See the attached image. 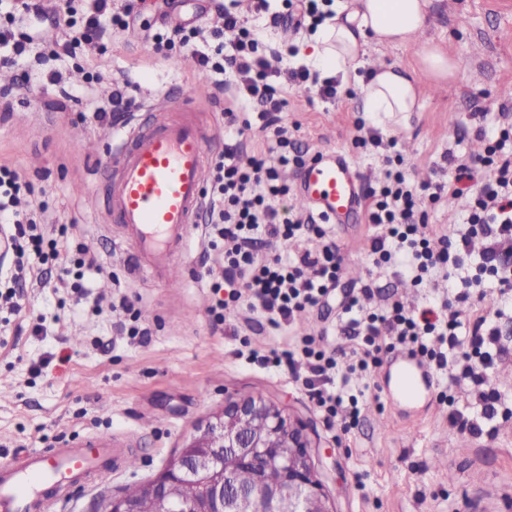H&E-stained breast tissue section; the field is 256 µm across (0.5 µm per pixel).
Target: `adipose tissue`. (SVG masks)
<instances>
[{"label": "adipose tissue", "mask_w": 512, "mask_h": 512, "mask_svg": "<svg viewBox=\"0 0 512 512\" xmlns=\"http://www.w3.org/2000/svg\"><path fill=\"white\" fill-rule=\"evenodd\" d=\"M430 5L431 0H350L345 17H333L317 28L311 56L320 69L343 73L361 66L370 46L412 44L434 81L452 79L456 64L424 38L432 24ZM362 94L364 111L373 115L423 108L416 78L393 64L377 66Z\"/></svg>", "instance_id": "1"}]
</instances>
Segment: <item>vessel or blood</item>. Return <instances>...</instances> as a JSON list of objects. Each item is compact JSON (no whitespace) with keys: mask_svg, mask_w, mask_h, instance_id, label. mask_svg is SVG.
I'll return each mask as SVG.
<instances>
[{"mask_svg":"<svg viewBox=\"0 0 512 512\" xmlns=\"http://www.w3.org/2000/svg\"><path fill=\"white\" fill-rule=\"evenodd\" d=\"M112 187L110 204L128 231L135 265L173 278L174 253L185 244L204 202L209 139L192 114L155 120L148 131L128 134L110 130ZM304 204L341 224L358 216L362 185L354 159L341 152L317 155L298 173ZM421 363L404 358L397 389L409 400L418 397ZM108 435L86 444L32 448L0 463V512H40L44 489L65 490L81 480L107 477L120 456Z\"/></svg>","mask_w":512,"mask_h":512,"instance_id":"b4317fda","label":"vessel or blood"}]
</instances>
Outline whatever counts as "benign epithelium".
<instances>
[{"instance_id":"1","label":"benign epithelium","mask_w":512,"mask_h":512,"mask_svg":"<svg viewBox=\"0 0 512 512\" xmlns=\"http://www.w3.org/2000/svg\"><path fill=\"white\" fill-rule=\"evenodd\" d=\"M305 425L261 397L247 396L224 403L197 432L170 457L164 470L143 484L142 498L160 512H261L256 491H261L268 512H333L316 480ZM235 451L239 465L255 472L254 486L225 484L223 450ZM289 449L283 454L282 449ZM275 467L282 482L263 483L260 471ZM181 483L185 497L170 503L166 490ZM97 512H142L139 503L115 495L100 503Z\"/></svg>"}]
</instances>
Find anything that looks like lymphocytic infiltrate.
<instances>
[{
  "instance_id": "obj_1",
  "label": "lymphocytic infiltrate",
  "mask_w": 512,
  "mask_h": 512,
  "mask_svg": "<svg viewBox=\"0 0 512 512\" xmlns=\"http://www.w3.org/2000/svg\"><path fill=\"white\" fill-rule=\"evenodd\" d=\"M19 7V0H0V50L5 53L0 60L7 64L17 63L33 43L13 30ZM224 26L238 33L232 53L220 62L203 52L198 55L199 65L223 75L230 91L224 109L227 141L206 193L208 244L224 252V279L213 285L216 298L210 312L215 322H224L226 310L247 299L278 328L292 324L296 313L315 307L329 295L339 279L343 257L332 242H324L319 251L305 249L292 256L263 258L255 253V245L268 235L297 243L314 236L323 239L325 232L310 212L288 218L280 213L279 202L289 192L280 170L301 168L305 155L295 149L287 127L280 124L287 101L268 81V65L258 40L233 12H225ZM243 101L271 128L275 144L268 150L242 153L240 140L251 127L250 120L240 119L236 112ZM499 148V143L487 142L480 160L491 177L469 197L468 229L452 238L428 232L422 204L465 196L461 182L470 177L471 167L459 164L454 179L447 182L418 184L409 178L403 157L389 160L384 180L367 187L364 195L368 223L382 229L370 245L375 266H397L401 275L423 287L447 276L449 268H461L476 252L483 270L497 277L501 294L511 293L512 155L500 153ZM22 194L18 174L1 165L0 220L14 226V250L21 260L28 252L43 250V238L36 229L44 211L43 203L34 201L28 211L18 212ZM345 310L350 314L348 337L362 340L358 357L337 354L316 337L304 335L291 348L271 351L266 358L275 367L292 369L297 362L305 363L308 374L303 384L327 423H340L345 434L357 426L359 385L380 365L381 354L391 343L401 345L428 367L448 371L453 381L471 382L478 413L471 418L452 413L451 420L460 429L482 434L484 423L497 416L503 396L487 376L496 358L507 352L497 321L482 315L461 321L446 299L433 300L421 309L396 300L378 310L350 304Z\"/></svg>"
}]
</instances>
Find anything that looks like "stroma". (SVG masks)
<instances>
[{
  "instance_id": "stroma-1",
  "label": "stroma",
  "mask_w": 512,
  "mask_h": 512,
  "mask_svg": "<svg viewBox=\"0 0 512 512\" xmlns=\"http://www.w3.org/2000/svg\"><path fill=\"white\" fill-rule=\"evenodd\" d=\"M225 0H137L129 30L81 44L56 60L26 55L18 65L0 63V165L31 183L46 209L37 226L58 243L60 258L32 260L20 311L0 303V461L25 448L58 439L74 443L108 434L129 460L112 464L110 477L83 481L66 492L47 493V512H95L99 502L127 485L156 477L183 440L230 398L260 396L301 418L312 439L316 477L334 512H512V384L503 386L506 414L492 434L474 436L452 425V410H465L469 387L457 389L455 405L439 404L437 386L417 401H404L393 383L400 351L384 355L366 394L367 406L348 435L328 427L302 383L288 369L274 371L261 358L285 347L295 334L322 335L330 347L350 349L339 319L345 298L373 280L367 306L403 299L417 307L425 289L402 283L393 269L369 271L377 230L365 217L329 224L325 231L344 256L332 295L297 316L292 330H276L264 315L241 304L214 323L208 313L214 282L224 264L197 227L180 260L184 272L166 285L133 269L132 251L108 208L111 147L108 124L93 117L107 106L114 83L130 82L140 108L128 128L148 126L149 108L167 101L191 106L211 136L207 165L224 152L227 94L195 58L230 43L219 8ZM244 26L265 49L270 68L312 65L310 30L272 24L286 13L283 0H269L268 13L235 6ZM429 38L458 64L456 77L425 86L423 111L411 119L380 116V145L360 144V80L368 68L396 63L419 69L417 48H370L363 67L341 77L336 98L320 99L304 88L288 89L282 113L297 146L309 154L332 149L353 155L364 184L383 178L387 156L401 153L416 181H442L455 163L470 162L475 182L488 177L477 163L478 130L512 108V0H432ZM194 27L190 46L156 53L144 26L159 27L162 15ZM59 72L52 85L48 77ZM28 89H20L22 78ZM85 252L91 266L63 274L64 256ZM463 317L502 311L512 322V300L493 282L472 283L456 302ZM141 314L144 338L119 326L130 310Z\"/></svg>"
}]
</instances>
